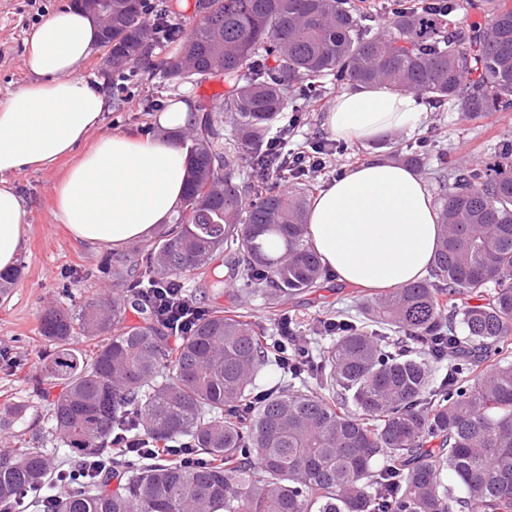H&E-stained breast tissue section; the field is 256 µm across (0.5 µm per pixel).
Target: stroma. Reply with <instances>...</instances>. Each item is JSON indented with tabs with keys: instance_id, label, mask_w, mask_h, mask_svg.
<instances>
[{
	"instance_id": "stroma-1",
	"label": "stroma",
	"mask_w": 512,
	"mask_h": 512,
	"mask_svg": "<svg viewBox=\"0 0 512 512\" xmlns=\"http://www.w3.org/2000/svg\"><path fill=\"white\" fill-rule=\"evenodd\" d=\"M72 0H0V99H6L26 78L23 57L26 32L51 14L70 6ZM106 48H98L85 67L90 81L100 82L109 101L101 134L115 131L141 137L157 134L153 118L165 111L171 99L189 102L191 107L213 109L224 103L222 81L207 78L175 81L162 72L140 66L117 73L105 64ZM422 125L413 132H392L388 141L402 150L425 144L429 165H436L440 152L453 163L493 154L501 141L512 140V111L489 112L470 117L458 112L426 106ZM61 168L48 171L24 169L13 176L15 187L25 199L30 220L26 243L18 258L23 272L5 295H0V407L25 401L34 410L30 429L48 423L49 400L33 392L31 377L49 349L40 332L46 311L65 308L78 311L84 301L126 294L125 286L112 282V250L74 241L53 215L52 189ZM213 266L223 280L221 288L207 282L194 283L192 293L200 305L224 308L236 299L237 282L225 255H217ZM365 296L362 288L327 278L317 292L295 296L286 308L303 338L315 347L331 346L328 337H312L310 328L328 308L359 314Z\"/></svg>"
}]
</instances>
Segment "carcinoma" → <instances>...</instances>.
Listing matches in <instances>:
<instances>
[{
	"label": "carcinoma",
	"mask_w": 512,
	"mask_h": 512,
	"mask_svg": "<svg viewBox=\"0 0 512 512\" xmlns=\"http://www.w3.org/2000/svg\"><path fill=\"white\" fill-rule=\"evenodd\" d=\"M109 3L100 41L112 70L224 81V120L202 107L192 115L179 214L141 259L116 258L112 280L183 285L211 274L222 249L237 300L173 347L151 312L126 323L130 297L87 300L75 317L47 311L51 349L35 392L61 388L47 428L57 447L26 439L29 404L0 410V430L19 444L0 454V509L63 469L106 459L129 414L132 434L182 439L224 465L138 464L88 480L49 512H512L511 140L451 168L441 153L429 275L368 297L358 322L327 310L314 331L332 346L289 349L288 373L268 388L257 378L276 364L274 339L252 315L255 298L280 307L324 276L307 242L313 184L292 189L262 172L281 162L269 141L305 125L304 102L329 85L387 86L474 116L512 110V7L499 0L491 27H465L454 0L446 17L396 0L376 31L355 0H196L204 19L154 61L163 15L149 24L143 0ZM77 325L101 338L90 355L73 343ZM439 362L448 376L437 381ZM309 378L315 390L295 388Z\"/></svg>",
	"instance_id": "obj_1"
}]
</instances>
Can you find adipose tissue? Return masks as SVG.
Masks as SVG:
<instances>
[{"label":"adipose tissue","instance_id":"obj_1","mask_svg":"<svg viewBox=\"0 0 512 512\" xmlns=\"http://www.w3.org/2000/svg\"><path fill=\"white\" fill-rule=\"evenodd\" d=\"M99 26L77 8L56 12L25 39L28 79L0 100V271L24 246L28 209L10 176L52 169L72 157L53 188V215L78 242L115 250L150 240L176 217L187 186L189 147L174 138L191 117L178 99L157 122L159 135L92 133L104 121L106 96L85 77ZM424 108L410 93L363 86L339 94L325 117L338 138L371 142L410 131ZM87 151L79 146L86 140ZM440 239L437 207L423 177L374 156L340 173L313 198L308 242L337 282L386 290L424 278Z\"/></svg>","mask_w":512,"mask_h":512}]
</instances>
